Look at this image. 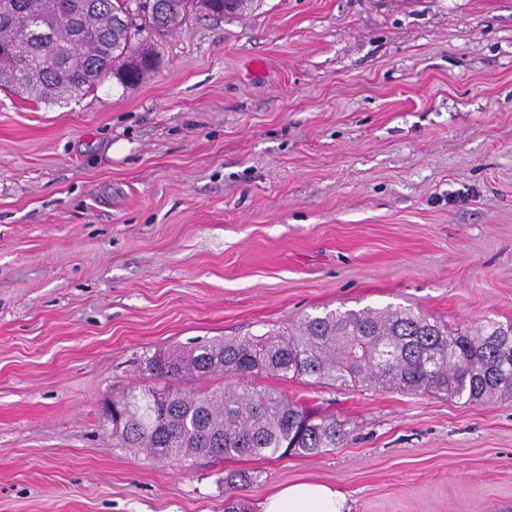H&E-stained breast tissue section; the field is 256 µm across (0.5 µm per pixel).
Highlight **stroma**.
Here are the masks:
<instances>
[{
  "label": "stroma",
  "instance_id": "obj_1",
  "mask_svg": "<svg viewBox=\"0 0 512 512\" xmlns=\"http://www.w3.org/2000/svg\"><path fill=\"white\" fill-rule=\"evenodd\" d=\"M156 72L0 91V512H512V401L259 377L344 423L315 457L115 447L144 355L330 310L512 321V0H256L156 38ZM263 512H348L345 496L319 483L300 482L288 485L269 496Z\"/></svg>",
  "mask_w": 512,
  "mask_h": 512
}]
</instances>
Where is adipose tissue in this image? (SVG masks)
Here are the masks:
<instances>
[{"label": "adipose tissue", "instance_id": "ef3b65f1", "mask_svg": "<svg viewBox=\"0 0 512 512\" xmlns=\"http://www.w3.org/2000/svg\"><path fill=\"white\" fill-rule=\"evenodd\" d=\"M262 512H347L346 498L328 485L300 482L269 496Z\"/></svg>", "mask_w": 512, "mask_h": 512}]
</instances>
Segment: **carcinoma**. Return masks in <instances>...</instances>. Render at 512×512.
<instances>
[{
    "label": "carcinoma",
    "instance_id": "carcinoma-1",
    "mask_svg": "<svg viewBox=\"0 0 512 512\" xmlns=\"http://www.w3.org/2000/svg\"><path fill=\"white\" fill-rule=\"evenodd\" d=\"M224 16V0H0V90L60 104L113 77L154 71L147 40L181 30L198 13ZM151 383L112 400V437L176 463L318 455L345 444L344 424L253 377L310 385L432 391L468 403L512 399V322L465 331L407 308L330 311L284 331L156 351L142 361ZM211 377L204 391L184 386Z\"/></svg>",
    "mask_w": 512,
    "mask_h": 512
}]
</instances>
